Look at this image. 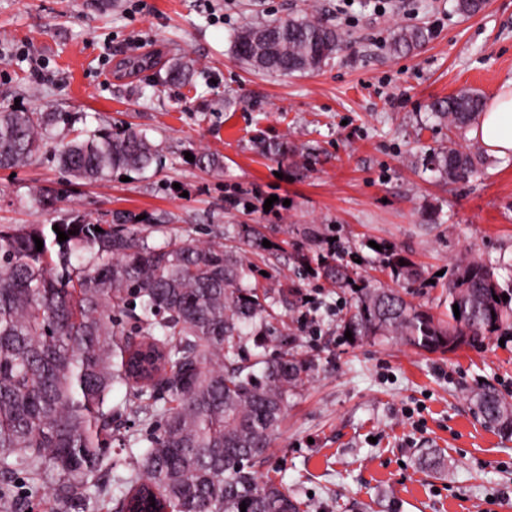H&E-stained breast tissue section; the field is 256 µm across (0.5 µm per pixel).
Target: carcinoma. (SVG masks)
I'll list each match as a JSON object with an SVG mask.
<instances>
[{"label": "carcinoma", "instance_id": "1", "mask_svg": "<svg viewBox=\"0 0 512 512\" xmlns=\"http://www.w3.org/2000/svg\"><path fill=\"white\" fill-rule=\"evenodd\" d=\"M427 38L423 28H401L392 48L409 50ZM345 46L341 32L307 14L247 23L233 42L243 63L284 75L319 70ZM192 72L191 61L176 60L164 83H184ZM483 104L473 89L429 104L433 120L455 132L429 155L441 179L477 172L480 153L458 138ZM75 122L70 112L1 108L0 169L23 165L42 151L50 130L68 132ZM56 157L71 176L106 182L114 170H149L160 147L126 125L63 140ZM132 224L129 214L105 224L77 214L58 225L74 231L62 243L41 227L0 229V500L23 475L30 495L48 487L65 512H87V488L102 504L115 503V512H241L242 503L246 512H300L287 487L255 470L289 399L317 371L314 360L294 351L296 337L274 335V308L285 292L252 282L253 263L234 246L188 238L151 246ZM380 255L389 285L353 280L346 267L305 253L294 274L312 272L352 290L340 323L355 341L396 339L445 355L512 329V278L500 282L482 259L455 263L442 285L447 307L436 316L395 288L418 280L414 263L395 248ZM120 316L133 320L139 342L117 329ZM250 341L257 351H249ZM273 342L281 352L269 357ZM116 387L159 418L160 431L126 439L130 448L146 446L129 474L116 479L121 493L114 499L97 475L112 450ZM470 395L483 420L512 437V403L489 387Z\"/></svg>", "mask_w": 512, "mask_h": 512}]
</instances>
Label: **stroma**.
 I'll return each mask as SVG.
<instances>
[{
    "label": "stroma",
    "mask_w": 512,
    "mask_h": 512,
    "mask_svg": "<svg viewBox=\"0 0 512 512\" xmlns=\"http://www.w3.org/2000/svg\"><path fill=\"white\" fill-rule=\"evenodd\" d=\"M301 12L344 34L329 65L271 75L235 57L244 24ZM413 25L427 41L392 53L394 33ZM130 57L155 66L119 73ZM179 58L192 60L190 80L161 83L157 68ZM511 79L512 0H487L473 16L455 0H0V106L73 112L78 131L132 125L162 149L146 173L89 183L54 160L50 132L26 165L0 170V225L125 212L154 245L228 236L245 249L261 286L288 291L280 332L319 365L260 468L302 512H512V439L485 426L470 399L485 383L512 402V342L494 335L444 356L348 342L338 324L351 291L292 273L305 252L374 276L377 246L393 245L421 270L407 286L413 301L432 308L437 272L462 255L512 276V162L486 158L454 184L425 165L448 134L427 125L430 102L463 89L488 98ZM274 141L287 142L288 162L264 154ZM201 151L221 169L186 160ZM45 189L60 197L50 210L38 202ZM112 403L111 472L122 475V439L140 433L143 415L125 388ZM432 450L435 471L420 463Z\"/></svg>",
    "instance_id": "1"
}]
</instances>
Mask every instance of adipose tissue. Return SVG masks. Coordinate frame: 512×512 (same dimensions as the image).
<instances>
[{
    "mask_svg": "<svg viewBox=\"0 0 512 512\" xmlns=\"http://www.w3.org/2000/svg\"><path fill=\"white\" fill-rule=\"evenodd\" d=\"M469 135L479 139L492 156L512 155V81L501 85L488 100Z\"/></svg>",
    "mask_w": 512,
    "mask_h": 512,
    "instance_id": "ef3b65f1",
    "label": "adipose tissue"
}]
</instances>
